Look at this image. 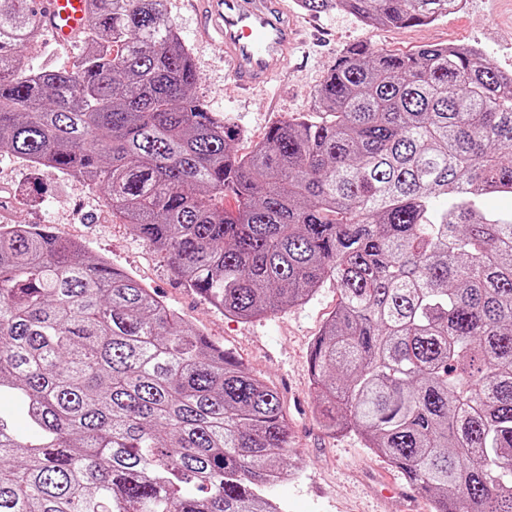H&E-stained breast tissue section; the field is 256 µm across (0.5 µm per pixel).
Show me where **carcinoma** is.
Returning <instances> with one entry per match:
<instances>
[{
    "label": "carcinoma",
    "mask_w": 512,
    "mask_h": 512,
    "mask_svg": "<svg viewBox=\"0 0 512 512\" xmlns=\"http://www.w3.org/2000/svg\"><path fill=\"white\" fill-rule=\"evenodd\" d=\"M297 4L416 26L458 0ZM38 32L29 0H0V153L102 187L226 315L334 280L309 355L321 427L361 435L433 512H512V211L488 206L512 196V73L472 46L357 45L313 114L239 156L166 0H89L69 68L23 66ZM5 393L25 429L0 414V512H284L278 393L44 224H0Z\"/></svg>",
    "instance_id": "carcinoma-1"
}]
</instances>
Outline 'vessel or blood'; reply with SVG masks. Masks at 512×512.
<instances>
[{
  "label": "vessel or blood",
  "mask_w": 512,
  "mask_h": 512,
  "mask_svg": "<svg viewBox=\"0 0 512 512\" xmlns=\"http://www.w3.org/2000/svg\"><path fill=\"white\" fill-rule=\"evenodd\" d=\"M197 17L196 37L224 44V67L240 91L281 77L301 29L285 0H186ZM39 24L61 45L85 26L87 0H36Z\"/></svg>",
  "instance_id": "1"
}]
</instances>
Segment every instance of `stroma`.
<instances>
[{"label": "stroma", "mask_w": 512, "mask_h": 512, "mask_svg": "<svg viewBox=\"0 0 512 512\" xmlns=\"http://www.w3.org/2000/svg\"><path fill=\"white\" fill-rule=\"evenodd\" d=\"M168 13L190 47L200 76L196 92L211 112L242 131L234 143L249 153L276 122L312 111L317 91L348 47L369 44L390 52L425 45H473L497 67L512 71V0H467L464 10L425 26L370 27L342 11L318 14L320 28L306 46L291 52L289 70L266 91L240 97L225 78L221 45L194 39L195 18L183 0H167ZM81 45H57L40 33L24 51L25 68L69 66ZM0 224H45L64 239L82 242L86 258H108L130 272L177 310L185 326L202 330L234 353L278 392L292 431L291 474L271 488L286 512H432L426 495L410 502L382 496L385 482L404 484L403 475L366 448L358 435H332L318 422V401L310 382L308 357L340 294L326 281L306 304L242 321L225 315L186 288L167 260L109 211L96 187L52 169H34L0 153Z\"/></svg>", "instance_id": "stroma-1"}]
</instances>
